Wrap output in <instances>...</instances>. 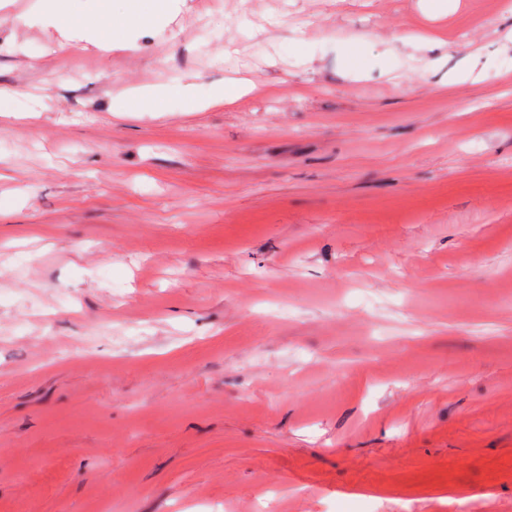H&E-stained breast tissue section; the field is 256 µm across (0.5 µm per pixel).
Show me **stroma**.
Here are the masks:
<instances>
[{
	"instance_id": "1",
	"label": "stroma",
	"mask_w": 512,
	"mask_h": 512,
	"mask_svg": "<svg viewBox=\"0 0 512 512\" xmlns=\"http://www.w3.org/2000/svg\"><path fill=\"white\" fill-rule=\"evenodd\" d=\"M38 5L0 0V512H512V0H175L109 52ZM173 95L188 97L191 95V91L185 85L181 87L155 86L143 89L134 96L135 107L139 106L141 112H155L154 108L158 101Z\"/></svg>"
}]
</instances>
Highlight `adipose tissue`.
I'll list each match as a JSON object with an SVG mask.
<instances>
[{"label": "adipose tissue", "instance_id": "1", "mask_svg": "<svg viewBox=\"0 0 512 512\" xmlns=\"http://www.w3.org/2000/svg\"><path fill=\"white\" fill-rule=\"evenodd\" d=\"M78 0H40L38 16L44 23L74 32L76 40L90 41L103 51L111 50V30L141 19L138 0H129L125 13L111 9L112 0H98L93 15H85L77 8Z\"/></svg>", "mask_w": 512, "mask_h": 512}]
</instances>
